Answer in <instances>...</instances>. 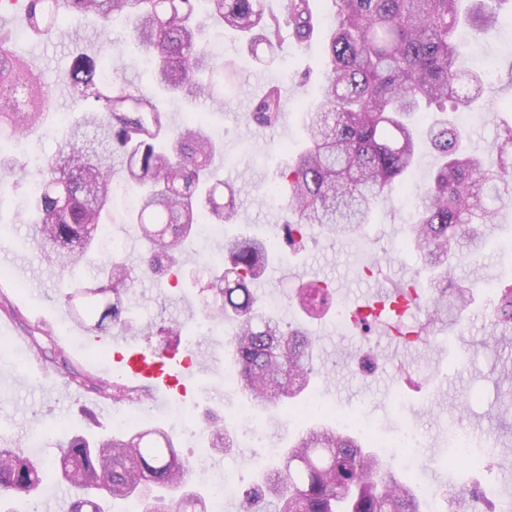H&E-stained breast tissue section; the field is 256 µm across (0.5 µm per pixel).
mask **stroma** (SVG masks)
Listing matches in <instances>:
<instances>
[{
	"label": "stroma",
	"instance_id": "1",
	"mask_svg": "<svg viewBox=\"0 0 512 512\" xmlns=\"http://www.w3.org/2000/svg\"><path fill=\"white\" fill-rule=\"evenodd\" d=\"M460 39L471 70L495 67L482 105L468 111L464 123L475 146L483 149L492 145L499 125L512 122V20L502 21L493 38L476 40L464 30ZM130 40L129 29L116 26L102 32L67 17L43 41L37 59L50 90L42 125L21 144L0 145L1 153L25 169L24 174L11 175L13 187L0 198V321L12 328L0 347V434L11 435L23 443L25 452L49 462L58 456L59 447L56 440L46 438L48 428L67 434H106L116 428L129 406L105 404L93 391L71 384L76 372L105 381L115 378L112 333L87 334L70 319L63 296L68 282L90 280L94 269L58 265L34 239L21 215L37 173L34 160L52 156L63 131L81 116L79 104L58 80L71 55L107 58L119 75L150 91L145 61L128 49ZM324 68L320 39L300 46L288 38L275 64L250 66L235 95L204 102L211 129L224 146V177L236 191L237 217L229 232L281 235L286 213L280 203L268 202L265 192L283 159V148L299 146L302 140L300 103L310 99ZM273 85L286 99L288 119L262 128L252 119L251 105L264 88ZM434 169L431 149L420 146L406 184L379 201L373 224L348 237L314 233L303 248L287 251L281 264L253 284L252 292L260 306L277 302L282 326L312 329L316 350L310 387L326 405L340 410L341 422L365 416L384 446H391L404 425L419 431L420 446L413 457L393 448L387 458L401 477L447 488L446 436L449 425L460 419L480 442L486 462L480 474L471 476V483L495 488L482 505L484 512H512V430L506 427L512 421V380L503 378L504 373H512V334L493 335L488 319L493 298L512 291V202L496 205L499 220L486 229L478 257L453 264L454 282L470 287L469 306L462 312L449 307L455 324L447 319L433 321L424 342L394 352L373 330L351 324L337 329L333 313L312 318L291 300L295 288L315 280L335 288L336 304L347 310L378 282L390 287L417 281L423 285L422 298H429L432 290L424 285L418 253L405 240L415 195L430 183ZM132 206L129 200L114 203L103 228L104 234L121 239L122 257L142 270L130 296V310L137 322L162 324L179 332L175 338L144 336L140 343L158 354L194 347L200 362L185 395L163 401L150 395L139 399L132 427L173 430L192 473L203 472L211 479L230 474L247 483L269 456L267 447L252 441L238 414L239 391L225 387L227 331L220 325L197 331L187 320V310L199 307L198 291L177 287L174 278L161 281L145 272L148 245L126 222ZM376 261L382 273L369 275L367 268ZM36 340L61 349L63 359L48 367L38 362L30 350ZM210 411L223 419L234 436L236 446L229 453L209 452L200 438ZM254 421L265 432L268 446L275 447L294 439L303 427L302 420L285 406L256 413Z\"/></svg>",
	"mask_w": 512,
	"mask_h": 512
}]
</instances>
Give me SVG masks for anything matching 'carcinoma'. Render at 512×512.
<instances>
[{"instance_id":"1","label":"carcinoma","mask_w":512,"mask_h":512,"mask_svg":"<svg viewBox=\"0 0 512 512\" xmlns=\"http://www.w3.org/2000/svg\"><path fill=\"white\" fill-rule=\"evenodd\" d=\"M337 24L324 39L327 74L312 102L302 105L304 145L280 163L268 190L288 213V244L316 226L338 237L371 223L379 199L403 182L416 148L428 141L438 163L432 184L417 195L410 245L430 273V316L440 314L448 291L451 256L477 245L494 223L488 192L512 200V124L502 127L484 154L472 152L465 135L446 118L424 120L434 107L445 113L471 107L482 95V76L461 67L454 32L471 25L489 33L500 23L506 0H334ZM26 27L34 36L58 26L64 13L92 18L107 28L122 20L131 46L145 56L153 92L112 73L96 55L70 61L59 76L82 103L83 118L69 130L57 154L46 160L27 218L34 239L63 268L89 260L100 246L113 185L132 191L128 215L136 234L151 244L146 269L167 272L179 265L184 242L206 216L232 224L236 199L215 158L221 142L197 112L173 128L161 98L176 96L197 106L213 100L224 63L207 49L210 30L226 28L245 40L248 59L271 62L283 33L309 44L319 22L310 0H287L280 16L265 14L261 0H23ZM42 72L13 50V35L0 29V140L25 137L46 106ZM281 96L271 86L252 108L262 127L279 121ZM93 136L89 149L84 138ZM281 255L274 238L224 236L222 260L204 267L207 298L203 318L231 327L226 364L253 407L286 404L305 393L313 338L285 331L256 306L250 284ZM141 271L114 253L94 282L68 284L64 297L74 322L104 331L107 322L138 334L125 314ZM329 285L300 288L296 300L312 314L329 307ZM497 329L512 328V293L491 315ZM99 394L114 403L132 401L139 390L103 382ZM308 418L298 439L268 466L254 486H237L241 512H423L417 484L401 483L375 442L349 426L316 425ZM213 453L235 447L220 426L207 433ZM74 492L71 512H109L112 501L134 499L141 512H207L203 496L189 488L190 469L179 445L162 428L87 438L72 436L47 470L15 439L0 435V493L36 498L47 474Z\"/></svg>"}]
</instances>
